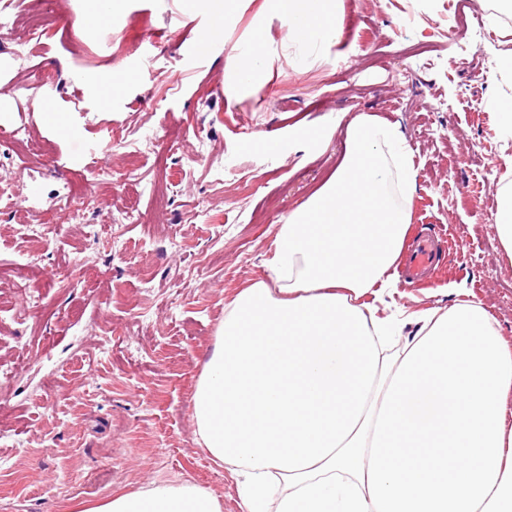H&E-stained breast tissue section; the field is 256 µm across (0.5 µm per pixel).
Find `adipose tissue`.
<instances>
[{
	"label": "adipose tissue",
	"instance_id": "obj_1",
	"mask_svg": "<svg viewBox=\"0 0 512 512\" xmlns=\"http://www.w3.org/2000/svg\"><path fill=\"white\" fill-rule=\"evenodd\" d=\"M343 0H267L299 41L334 34ZM267 72L264 41L225 70ZM416 171L397 127L362 115L344 158L279 228L270 282L224 308L197 383L200 445L242 512H512V344L482 300L385 315ZM81 512H223L189 483H154Z\"/></svg>",
	"mask_w": 512,
	"mask_h": 512
}]
</instances>
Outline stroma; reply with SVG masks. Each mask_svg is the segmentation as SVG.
<instances>
[{
    "instance_id": "obj_1",
    "label": "stroma",
    "mask_w": 512,
    "mask_h": 512,
    "mask_svg": "<svg viewBox=\"0 0 512 512\" xmlns=\"http://www.w3.org/2000/svg\"><path fill=\"white\" fill-rule=\"evenodd\" d=\"M237 0L224 35L194 65L207 14L189 0H127L84 38L81 0H0V127L29 128L37 152L0 141V512H74L154 481L190 483L240 512L232 480L198 443L192 398L224 308L269 278L275 234L342 160L346 129L371 115L397 124L417 170L414 240L443 238L427 281H399L396 306L445 308L465 289L512 343V264L493 227L512 144L501 139L495 50L512 42L504 0H344L337 33L300 55L280 10ZM40 15L39 39L16 26ZM481 17L460 48L448 32ZM268 35L271 73L228 91L230 59ZM426 46L425 63L409 50ZM126 82L103 108L87 75ZM44 98L51 117L34 112ZM105 172L91 227L63 199ZM138 219L111 224L115 208ZM41 294H16L17 266Z\"/></svg>"
}]
</instances>
